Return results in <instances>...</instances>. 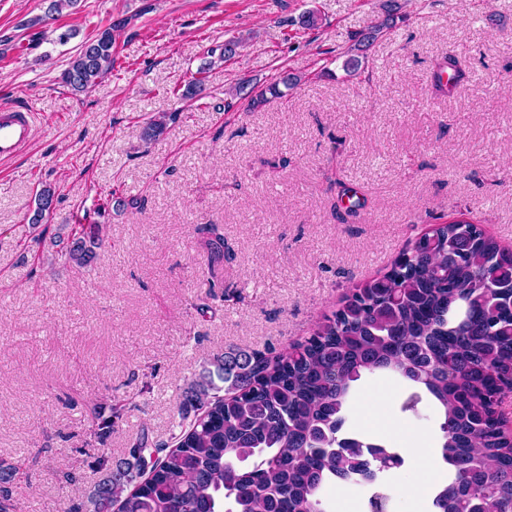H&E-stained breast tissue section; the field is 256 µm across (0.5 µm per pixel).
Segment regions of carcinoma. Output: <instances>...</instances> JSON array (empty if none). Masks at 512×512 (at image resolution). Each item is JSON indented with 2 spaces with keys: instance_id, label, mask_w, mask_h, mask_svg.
<instances>
[{
  "instance_id": "1",
  "label": "carcinoma",
  "mask_w": 512,
  "mask_h": 512,
  "mask_svg": "<svg viewBox=\"0 0 512 512\" xmlns=\"http://www.w3.org/2000/svg\"><path fill=\"white\" fill-rule=\"evenodd\" d=\"M358 33L343 64L349 76L367 62L374 42L395 26L399 4ZM113 27L82 42L61 82L85 93L112 73ZM436 93L468 80L455 55L432 71ZM301 81L284 70L261 91L246 82L236 94L256 109ZM36 196L32 221L53 204ZM62 246L84 268L96 259L103 226L84 215ZM512 251L477 224H437L403 250L382 277L352 289L344 305L288 354L230 349L215 371L185 391L180 432L172 446L141 436L128 458L99 481L85 512H329L327 487L368 486L369 512L397 507L375 485L402 457L345 431L347 404L365 374L391 372L438 406L440 452L453 477L433 499L435 512H512V436L494 395L512 384ZM224 382V395L214 379ZM9 473L0 467V512H12Z\"/></svg>"
}]
</instances>
